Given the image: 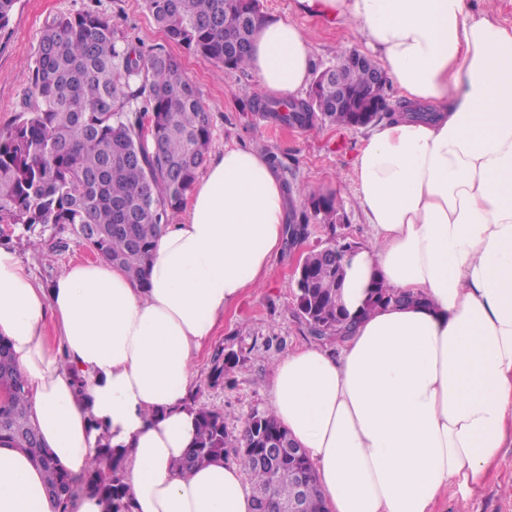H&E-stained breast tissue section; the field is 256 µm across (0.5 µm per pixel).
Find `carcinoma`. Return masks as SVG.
I'll return each instance as SVG.
<instances>
[{"label":"carcinoma","mask_w":512,"mask_h":512,"mask_svg":"<svg viewBox=\"0 0 512 512\" xmlns=\"http://www.w3.org/2000/svg\"><path fill=\"white\" fill-rule=\"evenodd\" d=\"M168 39L224 68L244 71L260 17V0H146ZM377 64L344 66L340 80L351 104L336 107V83L310 85L298 102L256 92L253 111L267 112L281 125L306 127L316 120L338 127H362L392 117L385 87L373 88ZM27 110L0 129V224L27 231L51 226L82 239L105 262L138 282L163 229L173 223L206 163L211 121L199 93L178 60L161 48L145 49L117 31L96 11L55 18L36 48ZM302 212L289 225L290 237L306 234L313 222L336 223L340 202L299 190ZM306 279L296 289L297 315L316 338L338 342L348 336L349 318L339 291L343 276L336 257L312 251L304 258ZM402 304V295L379 286L367 309ZM239 356L214 359L210 379L232 384ZM0 442L25 453L43 474L49 495L68 505L81 493L97 496L105 512H132L124 483V455L112 447L109 429L98 419L91 468L81 476L63 470L45 448L8 343L0 339ZM198 422L195 446L177 467L188 472L233 452L251 481L255 508L293 499L297 476L305 478L306 512H324L323 491L306 452H283L260 465L259 449L288 443L287 429L268 409H254L245 429L228 431L224 412L189 399Z\"/></svg>","instance_id":"carcinoma-1"}]
</instances>
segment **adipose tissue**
<instances>
[{
    "label": "adipose tissue",
    "instance_id": "1",
    "mask_svg": "<svg viewBox=\"0 0 512 512\" xmlns=\"http://www.w3.org/2000/svg\"><path fill=\"white\" fill-rule=\"evenodd\" d=\"M351 22L389 81L438 114L370 126L354 159L372 240L345 253L339 352L289 350L269 407L313 463L327 512H434L470 498L512 443V28L473 0H296ZM250 69L294 99L313 74L291 20L256 23ZM287 192L264 152L228 147L168 225L144 283L69 265L44 289L0 247V337L46 448L74 476L94 456L91 418L125 454L132 512H251L238 466L176 467L196 435V358L241 297L264 284L285 235ZM414 296L367 312L376 284ZM85 393H78L75 377ZM0 512H60L42 472L0 443Z\"/></svg>",
    "mask_w": 512,
    "mask_h": 512
}]
</instances>
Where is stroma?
<instances>
[{"label": "stroma", "mask_w": 512, "mask_h": 512, "mask_svg": "<svg viewBox=\"0 0 512 512\" xmlns=\"http://www.w3.org/2000/svg\"><path fill=\"white\" fill-rule=\"evenodd\" d=\"M86 10L110 16L119 31L145 46L163 48L179 60L210 113V155H219L228 146L254 147L265 152L288 189L303 186L324 195L331 186L340 188L342 209L335 225H309L302 240L283 248L272 262L266 283L225 314L195 361L191 391L198 403L223 411L228 429L239 432L252 409L269 405L274 361L288 349L314 341L296 315L292 277L296 262L333 239L357 247L371 240L370 227L355 199L353 171V159L366 131L319 121L309 127L285 128L265 113L249 111L246 102L258 89L253 73L225 74L210 60L169 41L144 0H17L10 28L0 38V128L12 123L22 108L44 25L55 17ZM260 12L291 19L308 35L315 70L332 65L346 50L366 48L352 26L336 28L299 13L295 0H260ZM0 233L6 238V248L19 256L34 281L45 288L69 264L95 258L84 241L50 228L28 232L6 224L0 226ZM225 351L236 352L240 358L230 387L209 379L214 357ZM436 512H512V444L504 448L480 495L465 500L445 492Z\"/></svg>", "instance_id": "35a3bbf8"}]
</instances>
